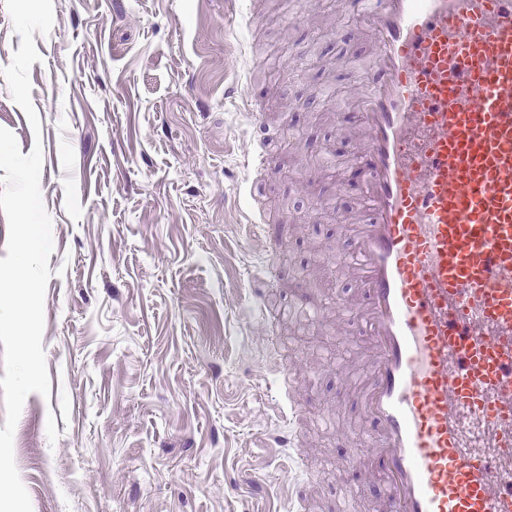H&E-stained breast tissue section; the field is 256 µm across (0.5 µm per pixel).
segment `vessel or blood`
I'll return each instance as SVG.
<instances>
[{
  "label": "vessel or blood",
  "instance_id": "vessel-or-blood-1",
  "mask_svg": "<svg viewBox=\"0 0 512 512\" xmlns=\"http://www.w3.org/2000/svg\"><path fill=\"white\" fill-rule=\"evenodd\" d=\"M374 33L350 116L367 220L343 392L370 422L330 479L372 512H512V0H344Z\"/></svg>",
  "mask_w": 512,
  "mask_h": 512
}]
</instances>
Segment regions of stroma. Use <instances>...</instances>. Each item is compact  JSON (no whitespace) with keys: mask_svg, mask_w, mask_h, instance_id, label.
<instances>
[{"mask_svg":"<svg viewBox=\"0 0 512 512\" xmlns=\"http://www.w3.org/2000/svg\"><path fill=\"white\" fill-rule=\"evenodd\" d=\"M53 3L29 72L40 131L0 76V127L22 154L42 146L54 244L50 394L28 395L13 437L33 512H289L296 491L348 512L326 476L337 427L366 422L336 396L371 357L356 322L287 308L299 276L324 307L357 293L362 208L336 173L370 28L343 0H241L233 19L224 0ZM254 147L276 156L268 172L247 170ZM266 212L284 225L246 235ZM290 368L320 418L293 484L266 445Z\"/></svg>","mask_w":512,"mask_h":512,"instance_id":"35a3bbf8","label":"stroma"}]
</instances>
